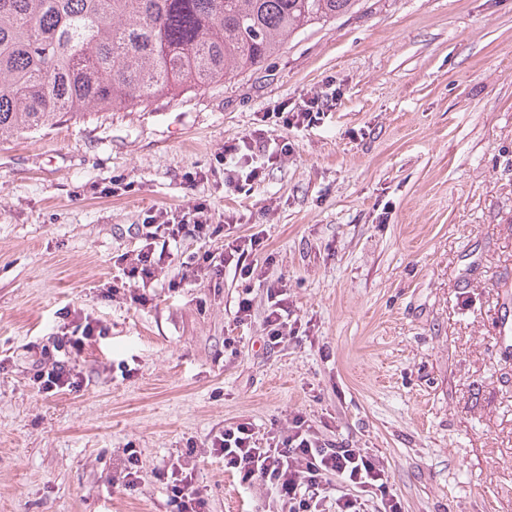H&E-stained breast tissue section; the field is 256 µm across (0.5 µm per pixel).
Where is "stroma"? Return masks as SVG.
Returning <instances> with one entry per match:
<instances>
[{
  "label": "stroma",
  "instance_id": "obj_1",
  "mask_svg": "<svg viewBox=\"0 0 512 512\" xmlns=\"http://www.w3.org/2000/svg\"><path fill=\"white\" fill-rule=\"evenodd\" d=\"M315 93L321 123L274 127L292 154L225 192V142ZM198 199L264 238L302 341L265 345L256 320L225 353L230 267L143 304L107 293L150 210ZM509 312L512 0H358L232 81L0 140V512H169L156 472L190 441L208 512H255L266 487L210 438L297 411L379 459L401 512H512ZM85 320L107 334L80 390L39 392L38 344Z\"/></svg>",
  "mask_w": 512,
  "mask_h": 512
}]
</instances>
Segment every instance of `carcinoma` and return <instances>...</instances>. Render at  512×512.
<instances>
[{"label":"carcinoma","mask_w":512,"mask_h":512,"mask_svg":"<svg viewBox=\"0 0 512 512\" xmlns=\"http://www.w3.org/2000/svg\"><path fill=\"white\" fill-rule=\"evenodd\" d=\"M355 2L0 0V140L224 82Z\"/></svg>","instance_id":"obj_1"}]
</instances>
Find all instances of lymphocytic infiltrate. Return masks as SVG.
<instances>
[{"mask_svg": "<svg viewBox=\"0 0 512 512\" xmlns=\"http://www.w3.org/2000/svg\"><path fill=\"white\" fill-rule=\"evenodd\" d=\"M265 135V129L258 128L249 136L225 144V164L245 173L240 181L225 176L226 191L236 192L243 183L260 180L266 166L286 159L291 153V146L284 140L275 144L263 159H256L254 146ZM138 236L139 247L118 256L121 274L114 277L110 292L116 294L125 289L130 301L146 302V292L158 282L171 248L180 246L188 237L205 242L220 237L224 240L221 251L205 249L189 253L167 287L175 290L204 280L218 285L224 280L225 268L233 267L242 284L233 325L238 328L251 324V284L261 280L263 273L249 258L264 248L259 235L226 234L224 224L215 220L210 206L197 201L182 209H165L150 215ZM266 297L261 330L267 343L277 345L286 338L298 339L287 283L280 279L270 283ZM104 333L102 326L89 322L75 326L73 331L47 337L32 377L39 391L48 394L79 388L78 359L86 343ZM211 446L223 456L225 469L237 473L241 483L259 482L270 489L276 512H360L357 495L361 492L379 495L378 512H401L399 501L388 489L383 464L363 449L322 438L302 412L272 422L262 441L256 437L251 421H238L215 433ZM195 455L194 442H187L174 462L157 472L158 479L171 492L170 512H208L206 495L195 485ZM331 475L351 486V493L333 498L326 495L323 483Z\"/></svg>", "mask_w": 512, "mask_h": 512, "instance_id": "f902f5d3", "label": "lymphocytic infiltrate"}]
</instances>
